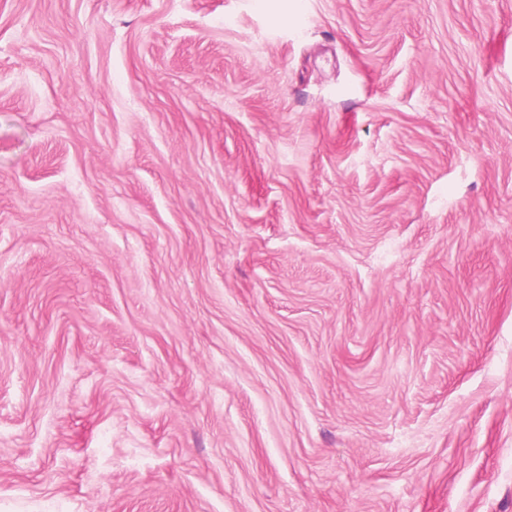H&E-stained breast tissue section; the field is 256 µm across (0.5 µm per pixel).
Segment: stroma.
Listing matches in <instances>:
<instances>
[{
	"mask_svg": "<svg viewBox=\"0 0 512 512\" xmlns=\"http://www.w3.org/2000/svg\"><path fill=\"white\" fill-rule=\"evenodd\" d=\"M0 512H512V0H0Z\"/></svg>",
	"mask_w": 512,
	"mask_h": 512,
	"instance_id": "35a3bbf8",
	"label": "stroma"
}]
</instances>
